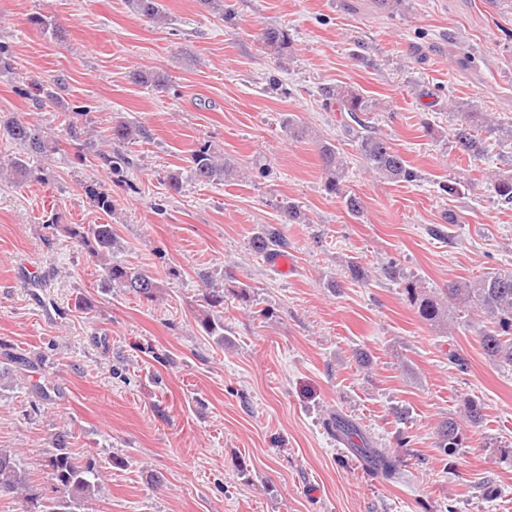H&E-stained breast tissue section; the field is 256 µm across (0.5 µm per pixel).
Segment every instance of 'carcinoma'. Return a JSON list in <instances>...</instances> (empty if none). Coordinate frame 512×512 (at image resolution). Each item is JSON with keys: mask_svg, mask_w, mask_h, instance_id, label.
<instances>
[{"mask_svg": "<svg viewBox=\"0 0 512 512\" xmlns=\"http://www.w3.org/2000/svg\"><path fill=\"white\" fill-rule=\"evenodd\" d=\"M132 13L151 21H166L162 0H127ZM31 25L43 35L61 37V32L52 20L38 14L29 18ZM262 47L274 58L281 61L288 57L292 39L288 29L268 27L258 36ZM132 83L162 89L168 77L161 73L134 71L129 75ZM327 105L337 106V111L346 112L352 123L344 124L345 133L357 144L360 154L369 163L370 169L380 178L392 182H412L416 173L406 160L394 150L389 142L371 130L361 112L372 111L371 102L361 94L343 88L324 91ZM455 112V148L468 158L477 160L484 155L486 139L482 134H499L512 139V123L503 124L488 112H479L469 103L450 107ZM0 134L21 147L23 154L8 159V166L14 173L25 175L29 171L30 160L47 155L52 151L43 131L35 124L24 121L17 115L0 116ZM143 135L140 128L125 120L112 124V143L118 146L129 144ZM319 158L325 190L340 199L346 212L353 217L363 215L364 201L355 192L346 188L347 170L339 148L329 142L319 146ZM236 170L222 160L207 145L195 149L191 155L190 178L202 184H219L235 175ZM488 184L497 200L504 205H512V174H494ZM70 237L89 254L97 257L112 251L115 237L110 224L78 225L68 229ZM286 246V240L276 228L253 242V248L267 256L275 248ZM385 276L401 281L404 293L419 317L427 324L445 329L448 325V304L454 302L480 319L486 320L481 329L479 343L484 354L491 360L512 366V271H494L472 279L454 281L445 292L439 294L421 287L416 280H410L400 273L393 264L383 269ZM103 282L108 287L121 288L149 301L157 298L161 289L159 279L153 274L128 267L120 263H107L102 266ZM202 301L205 310L198 319L207 336L218 343L224 341V320L218 315L224 307V289L207 288ZM466 422L477 424L483 418L479 401L468 398L464 402ZM336 436L346 440L355 451L370 459L393 478L397 474V453L392 451L375 452L355 443L356 428L343 418L334 417L328 422ZM439 447L447 455L463 447L465 434L462 425L454 418L440 424ZM44 467L52 481L51 493L47 494L34 485L23 460L18 453L0 448V495H12L19 500L22 512H88L92 501L101 492V473L90 463L83 464L73 457L66 446V440L59 436L50 455L44 459Z\"/></svg>", "mask_w": 512, "mask_h": 512, "instance_id": "cac0c4a2", "label": "carcinoma"}]
</instances>
